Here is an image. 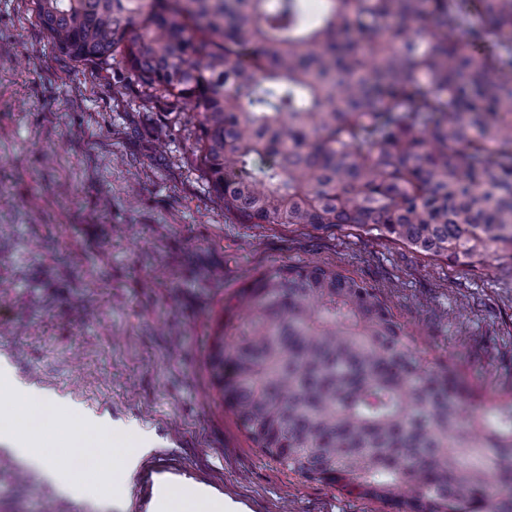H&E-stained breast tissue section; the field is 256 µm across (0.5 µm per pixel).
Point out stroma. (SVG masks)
Segmentation results:
<instances>
[{
  "mask_svg": "<svg viewBox=\"0 0 512 512\" xmlns=\"http://www.w3.org/2000/svg\"><path fill=\"white\" fill-rule=\"evenodd\" d=\"M190 107L147 99L121 61L52 45L31 0H0V360L18 382L147 447L125 512L188 476L249 512H386L262 457L213 384L229 299L282 263L380 288L424 350L512 383V259L472 271L351 228L236 224L207 181ZM0 439V512H108L58 491Z\"/></svg>",
  "mask_w": 512,
  "mask_h": 512,
  "instance_id": "obj_1",
  "label": "stroma"
}]
</instances>
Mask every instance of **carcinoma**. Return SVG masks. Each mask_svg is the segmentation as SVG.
Segmentation results:
<instances>
[{"label": "carcinoma", "instance_id": "obj_1", "mask_svg": "<svg viewBox=\"0 0 512 512\" xmlns=\"http://www.w3.org/2000/svg\"><path fill=\"white\" fill-rule=\"evenodd\" d=\"M32 3L61 53L197 111L236 223L354 227L470 270L512 255V0ZM233 300L209 366L263 457L392 512H512L511 384L427 360L336 266L279 264Z\"/></svg>", "mask_w": 512, "mask_h": 512}]
</instances>
